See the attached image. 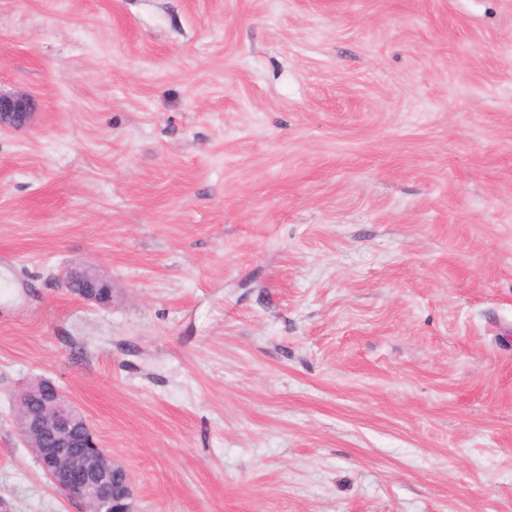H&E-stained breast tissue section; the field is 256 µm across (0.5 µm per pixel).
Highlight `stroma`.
<instances>
[{
    "instance_id": "stroma-1",
    "label": "stroma",
    "mask_w": 512,
    "mask_h": 512,
    "mask_svg": "<svg viewBox=\"0 0 512 512\" xmlns=\"http://www.w3.org/2000/svg\"><path fill=\"white\" fill-rule=\"evenodd\" d=\"M0 89L8 512L40 377L139 512H512V0H0ZM37 102L29 94L0 90V131L29 127L37 112ZM63 286L79 298L101 305L112 303V282L99 269L85 265L66 270ZM104 289V290H102Z\"/></svg>"
}]
</instances>
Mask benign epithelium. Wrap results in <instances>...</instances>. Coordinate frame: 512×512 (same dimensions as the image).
Here are the masks:
<instances>
[{
    "label": "benign epithelium",
    "instance_id": "obj_1",
    "mask_svg": "<svg viewBox=\"0 0 512 512\" xmlns=\"http://www.w3.org/2000/svg\"><path fill=\"white\" fill-rule=\"evenodd\" d=\"M36 110L31 95L0 90V131L29 127ZM62 284L83 300L112 303L111 280L93 266L68 268ZM15 425L53 487L80 512H137L129 473L100 448L84 413L53 381L39 378L19 392Z\"/></svg>",
    "mask_w": 512,
    "mask_h": 512
}]
</instances>
